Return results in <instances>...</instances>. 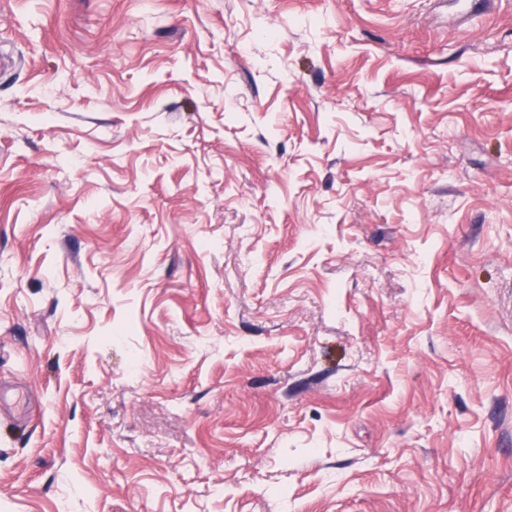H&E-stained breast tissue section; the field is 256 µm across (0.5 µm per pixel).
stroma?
<instances>
[{"instance_id":"1","label":"stroma","mask_w":512,"mask_h":512,"mask_svg":"<svg viewBox=\"0 0 512 512\" xmlns=\"http://www.w3.org/2000/svg\"><path fill=\"white\" fill-rule=\"evenodd\" d=\"M0 0V512H512V0Z\"/></svg>"}]
</instances>
